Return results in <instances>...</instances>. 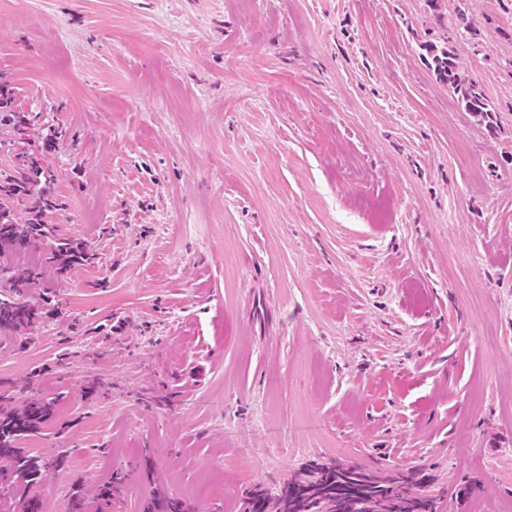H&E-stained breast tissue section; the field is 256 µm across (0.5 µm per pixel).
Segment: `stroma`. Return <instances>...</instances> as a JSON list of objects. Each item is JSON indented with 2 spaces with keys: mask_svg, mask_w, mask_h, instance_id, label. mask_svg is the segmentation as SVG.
Returning <instances> with one entry per match:
<instances>
[{
  "mask_svg": "<svg viewBox=\"0 0 512 512\" xmlns=\"http://www.w3.org/2000/svg\"><path fill=\"white\" fill-rule=\"evenodd\" d=\"M466 6L465 31L448 0H0L34 119L0 123V169L53 167L45 219L95 254L0 336L17 404L63 397L24 442L69 458L47 512H241L314 459L512 512V0ZM446 40L494 127L424 60Z\"/></svg>",
  "mask_w": 512,
  "mask_h": 512,
  "instance_id": "1",
  "label": "stroma"
}]
</instances>
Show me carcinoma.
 <instances>
[{"label":"carcinoma","instance_id":"carcinoma-1","mask_svg":"<svg viewBox=\"0 0 512 512\" xmlns=\"http://www.w3.org/2000/svg\"><path fill=\"white\" fill-rule=\"evenodd\" d=\"M428 65L439 81L448 84L461 109L485 120L493 107L482 85L465 73L454 47L444 43L422 45ZM18 133L29 129V114L13 108L11 80L0 74V121ZM20 171L0 169V198L28 199L25 223L13 210L0 203V335L28 330L43 319V308L32 296L53 275L87 263L91 254L72 241L58 236L55 226L44 221L45 211L54 207L57 175L53 168L26 154ZM34 248L43 252L40 264H19L21 252ZM14 396L0 391V502L12 512H44L45 473L61 470L67 456L60 452L46 458L22 447V442L41 433L55 416L60 398L35 394L26 404H13ZM425 475L417 469L384 476L360 465L337 460L314 462L305 474L288 480L274 494L275 512H438L439 503L417 493ZM268 493L252 490L245 512H266ZM150 512H185L176 499L158 496Z\"/></svg>","mask_w":512,"mask_h":512}]
</instances>
